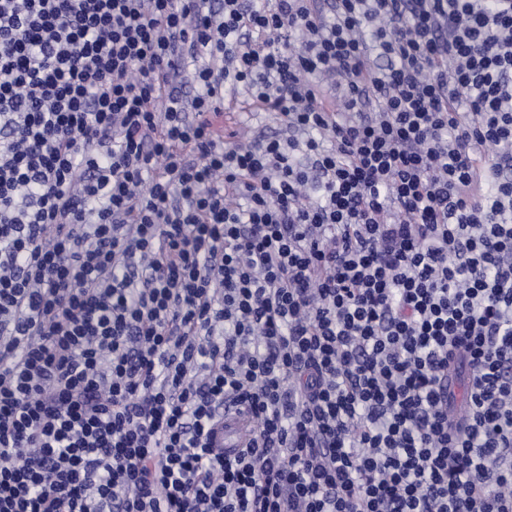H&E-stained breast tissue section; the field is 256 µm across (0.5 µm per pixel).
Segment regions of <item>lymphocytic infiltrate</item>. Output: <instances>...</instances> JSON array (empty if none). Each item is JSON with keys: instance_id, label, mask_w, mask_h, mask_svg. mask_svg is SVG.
<instances>
[{"instance_id": "1", "label": "lymphocytic infiltrate", "mask_w": 512, "mask_h": 512, "mask_svg": "<svg viewBox=\"0 0 512 512\" xmlns=\"http://www.w3.org/2000/svg\"><path fill=\"white\" fill-rule=\"evenodd\" d=\"M0 512H512V0H0ZM238 113H247L249 115V120L247 121V123L241 122L240 125L235 123H228L227 125H225L224 120V128H226L227 130H231L229 132H226L224 129V140L226 137V141H228L231 144L241 142H253L273 132H282L280 120L274 114H266L263 117H257L248 112ZM231 133H234L235 136H230ZM248 417L243 410L226 403L224 421L217 425L213 435V448H221L225 455H231L241 448L250 434Z\"/></svg>"}]
</instances>
